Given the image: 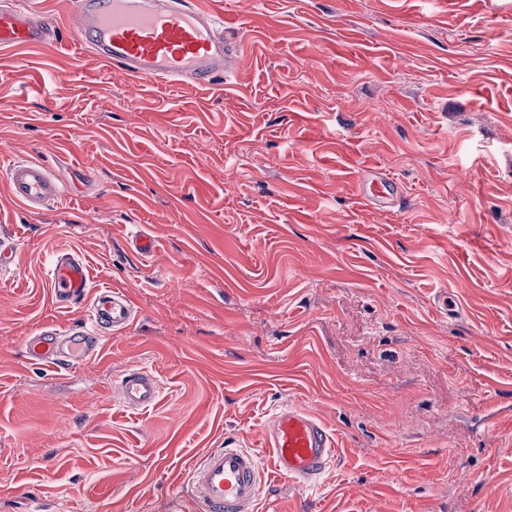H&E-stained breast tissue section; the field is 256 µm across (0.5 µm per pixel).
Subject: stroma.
<instances>
[{"instance_id": "35a3bbf8", "label": "stroma", "mask_w": 512, "mask_h": 512, "mask_svg": "<svg viewBox=\"0 0 512 512\" xmlns=\"http://www.w3.org/2000/svg\"><path fill=\"white\" fill-rule=\"evenodd\" d=\"M33 2L64 40L0 50V164L69 195L31 211L0 183V512H175L202 452L267 458L286 403L335 461L312 488L265 474L257 512H512V0H201L243 62L184 87L88 65L73 0ZM371 166L392 212L357 197ZM62 248L137 315L51 368L23 349L84 321L52 297ZM136 368L145 411L116 393ZM359 196L365 206L385 213L397 206L403 191L400 184L384 170L369 168L360 177ZM117 390L122 404L131 410H143L155 405L161 394L157 377L145 368L123 374Z\"/></svg>"}]
</instances>
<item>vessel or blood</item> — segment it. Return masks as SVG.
<instances>
[{"mask_svg":"<svg viewBox=\"0 0 512 512\" xmlns=\"http://www.w3.org/2000/svg\"><path fill=\"white\" fill-rule=\"evenodd\" d=\"M77 40L87 57L110 71L167 85H200L240 64L224 34V23L195 0H76ZM55 35L53 23L29 0H0V50L41 46ZM14 200L39 211L63 202L67 189L44 163L15 160L0 169ZM362 203L392 211L403 191L384 170H365L359 181ZM49 281L58 302L87 305L85 325L61 331L42 327L27 338L25 355L34 364L87 362L102 352L103 332L128 328L135 317L117 288L93 289L77 252L60 249L51 260ZM161 387L153 372L133 369L121 377L118 396L131 410L155 405ZM263 445L272 469L298 485L311 487L335 459V443L312 414L282 406L267 421ZM262 469L258 457L242 448H214L191 466V496L198 512H255Z\"/></svg>","mask_w":512,"mask_h":512,"instance_id":"b4317fda","label":"vessel or blood"}]
</instances>
